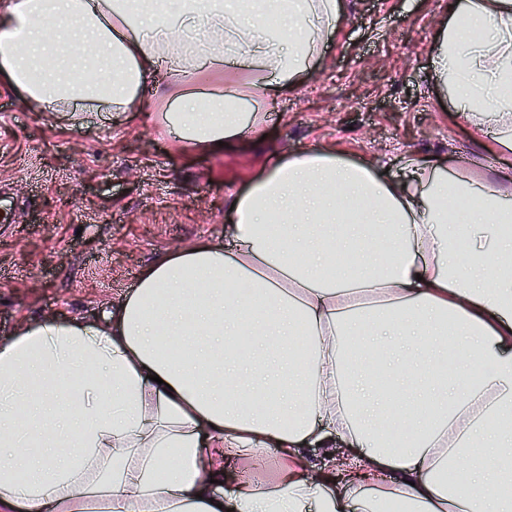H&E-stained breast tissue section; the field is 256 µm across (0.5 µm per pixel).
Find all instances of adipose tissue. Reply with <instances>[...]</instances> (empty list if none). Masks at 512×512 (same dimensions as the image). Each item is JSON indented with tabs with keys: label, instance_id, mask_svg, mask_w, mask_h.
Returning <instances> with one entry per match:
<instances>
[{
	"label": "adipose tissue",
	"instance_id": "1",
	"mask_svg": "<svg viewBox=\"0 0 512 512\" xmlns=\"http://www.w3.org/2000/svg\"><path fill=\"white\" fill-rule=\"evenodd\" d=\"M345 18L346 0H0V81L43 112H137L164 74L162 135L216 153L262 131L263 99ZM431 57L485 158L512 152V0H450ZM231 60L245 78L198 90ZM403 169L283 156L235 196L234 252L163 254L102 324L0 341V512H512V168ZM317 446L350 452L336 487ZM272 449L274 481L239 473Z\"/></svg>",
	"mask_w": 512,
	"mask_h": 512
}]
</instances>
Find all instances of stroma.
<instances>
[{
	"mask_svg": "<svg viewBox=\"0 0 512 512\" xmlns=\"http://www.w3.org/2000/svg\"><path fill=\"white\" fill-rule=\"evenodd\" d=\"M344 23L293 90L272 95L263 138L211 155L158 133L157 76L144 111L72 124L0 84V339L26 323L103 322L160 255L224 245L232 199L283 155L329 146L400 175L402 157L479 150L433 81L431 47L448 0H346Z\"/></svg>",
	"mask_w": 512,
	"mask_h": 512,
	"instance_id": "35a3bbf8",
	"label": "stroma"
}]
</instances>
